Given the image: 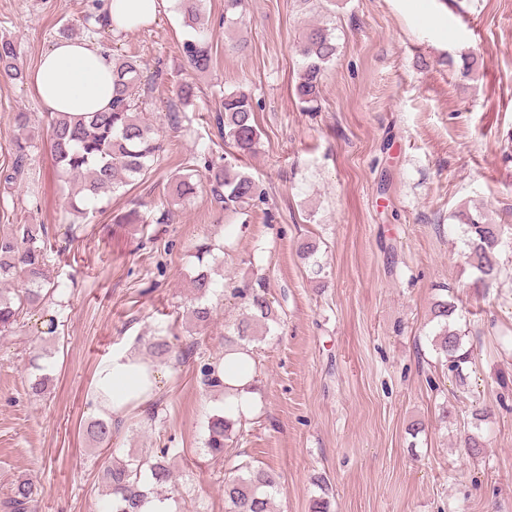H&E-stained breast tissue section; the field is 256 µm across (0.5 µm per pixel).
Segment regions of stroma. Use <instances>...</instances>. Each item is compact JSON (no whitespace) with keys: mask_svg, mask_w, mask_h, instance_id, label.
Instances as JSON below:
<instances>
[{"mask_svg":"<svg viewBox=\"0 0 512 512\" xmlns=\"http://www.w3.org/2000/svg\"><path fill=\"white\" fill-rule=\"evenodd\" d=\"M90 2L0 0V38L16 42L24 75L0 77V224L46 225L59 284L49 313L64 341L44 355L37 314L0 337V492L29 476L42 485L37 512H95L107 465L168 448L170 507L224 512L229 463L205 449L222 396L198 367L223 356L244 311L232 291L247 286L264 291L278 321L250 346L260 409L236 450L278 474L272 512H311L321 495L330 512H512V249L484 286L459 240L460 213L477 208L512 229V0H244L232 25L224 0H204L203 73L184 64L175 5L142 28L105 31L113 53L143 64L142 109L162 149L150 174L76 224L67 196L77 184L53 164L51 117L30 77ZM311 26L330 30L337 53L310 110L294 85L295 46ZM178 81L194 86L190 104L173 94ZM237 89L260 103L262 137L246 156L227 154L216 120L221 94ZM19 110L32 115L30 188L3 181ZM202 142L252 176L265 203L222 213L203 182L172 203V223H155L167 184ZM136 206L150 223H122ZM204 242L214 249L201 260ZM306 242L320 275L298 250ZM202 264L213 317L196 326ZM450 297L472 351L463 385L430 346L431 309ZM157 333L197 346L183 360L159 358L155 399L113 413L112 446L100 452L83 432L101 415L89 400L96 369L146 351ZM37 356L53 380L36 399ZM481 408L491 416L474 456L463 439Z\"/></svg>","mask_w":512,"mask_h":512,"instance_id":"obj_1","label":"stroma"}]
</instances>
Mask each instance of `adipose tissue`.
I'll return each instance as SVG.
<instances>
[{
	"label": "adipose tissue",
	"mask_w": 512,
	"mask_h": 512,
	"mask_svg": "<svg viewBox=\"0 0 512 512\" xmlns=\"http://www.w3.org/2000/svg\"><path fill=\"white\" fill-rule=\"evenodd\" d=\"M167 0H108L113 31L128 30V18L156 21ZM34 92L52 112H104L112 102V61L90 39H60L42 53L32 75ZM216 375L226 387L224 414L250 418L255 394L249 385L255 362L245 353L222 356ZM162 371L141 355L127 351L100 363L90 400L97 408L119 412L151 402Z\"/></svg>",
	"instance_id": "1"
}]
</instances>
